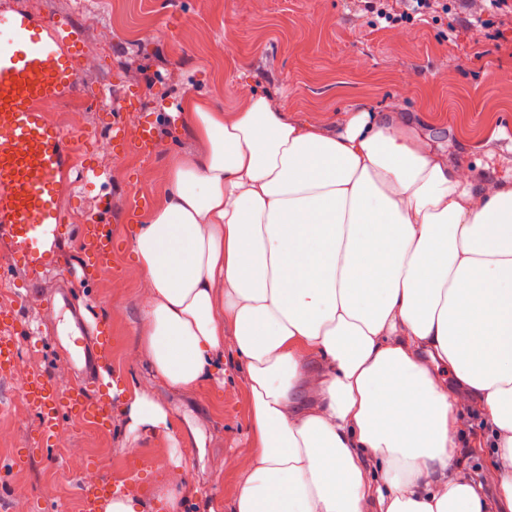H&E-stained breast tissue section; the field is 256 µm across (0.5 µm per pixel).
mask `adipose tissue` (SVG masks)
Masks as SVG:
<instances>
[{"label": "adipose tissue", "mask_w": 512, "mask_h": 512, "mask_svg": "<svg viewBox=\"0 0 512 512\" xmlns=\"http://www.w3.org/2000/svg\"><path fill=\"white\" fill-rule=\"evenodd\" d=\"M187 119L201 150L172 157L131 237L152 289L138 349L181 390L238 359L255 458L233 512H488L447 472L476 405L512 512V184L473 189L413 125L366 108L333 135L254 91L233 112L191 101ZM124 412L174 466L205 443L146 390ZM187 500L169 481L156 504L101 509Z\"/></svg>", "instance_id": "ef3b65f1"}]
</instances>
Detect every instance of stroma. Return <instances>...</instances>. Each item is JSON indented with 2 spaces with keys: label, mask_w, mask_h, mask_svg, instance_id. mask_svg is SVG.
<instances>
[{
  "label": "stroma",
  "mask_w": 512,
  "mask_h": 512,
  "mask_svg": "<svg viewBox=\"0 0 512 512\" xmlns=\"http://www.w3.org/2000/svg\"><path fill=\"white\" fill-rule=\"evenodd\" d=\"M43 15L78 22L84 41L111 29L112 52L91 68H82L78 96L85 108L78 122L64 112L55 119L87 166L106 179L69 186L64 214L83 212L86 221L112 227L110 271L60 280L48 273L32 285L14 270L6 296L19 297L23 321L47 325L105 319V337H88L75 347L67 333L49 336L44 346L25 347L20 362L30 371L49 372L59 390H67L89 372L97 380L93 400L107 404L110 421L94 426L68 421L75 444L113 488L151 501L157 486L175 473L165 437L131 441L125 429L122 395L109 385L139 383L160 402L188 410L204 431L205 449L184 451L183 473L192 500L218 498L231 503L255 450L248 428L249 394L245 374L225 367L224 382L187 393L154 376L137 353L141 309L150 288L131 251L134 225L164 198L169 158L192 155L198 143L184 114L190 98L211 101L229 112L240 94L267 96L288 117L320 122L327 132L352 111L368 107L392 112L415 124L450 167L465 173L475 187L512 183V27L475 31L469 13L452 8L447 16L399 28L374 25L357 0H20ZM137 69L139 82L124 73ZM120 95L112 111H101L96 95L104 86ZM154 127L156 143L143 154L135 138L111 153L98 150L113 124ZM153 181H146V172ZM64 291L67 311L47 308L44 291ZM36 415L15 394V382L0 377V457L23 455L5 482L29 501L30 512L63 504L65 512H83L75 473L46 457H28L35 445ZM478 416L467 413L455 456L457 469L472 474L482 493L495 498L501 473L485 444Z\"/></svg>",
  "instance_id": "1"
}]
</instances>
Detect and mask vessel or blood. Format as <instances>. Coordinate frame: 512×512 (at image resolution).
<instances>
[{"instance_id":"vessel-or-blood-1","label":"vessel or blood","mask_w":512,"mask_h":512,"mask_svg":"<svg viewBox=\"0 0 512 512\" xmlns=\"http://www.w3.org/2000/svg\"><path fill=\"white\" fill-rule=\"evenodd\" d=\"M82 37L78 23L61 25L15 0H0V243L8 244L13 263L35 278L60 266L61 197L73 147L50 112L77 95ZM81 233L92 244L85 268L111 270L110 225L85 224ZM43 335L42 326L19 323L16 305H1L0 375L12 376L21 350ZM17 391L35 410L43 447L53 445L65 418L100 425L108 419L106 407L90 400L86 386L58 392L44 371L26 375ZM110 492L105 479L82 487L83 512H99Z\"/></svg>"}]
</instances>
